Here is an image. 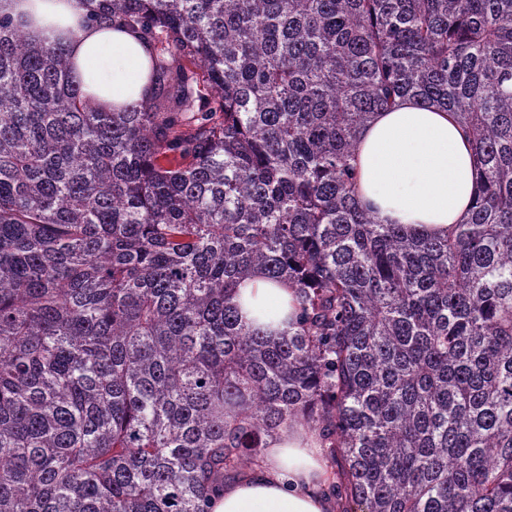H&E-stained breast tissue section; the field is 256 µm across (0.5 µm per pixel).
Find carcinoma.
<instances>
[{"label": "carcinoma", "instance_id": "1", "mask_svg": "<svg viewBox=\"0 0 512 512\" xmlns=\"http://www.w3.org/2000/svg\"><path fill=\"white\" fill-rule=\"evenodd\" d=\"M86 2L151 47L117 112L0 14V512H209L295 424L333 512H512V0ZM406 96L472 141L441 238L356 194ZM238 300L242 315L248 320L271 322L269 330L281 332L288 323L293 308V291L285 285L269 282L257 274L240 288Z\"/></svg>", "mask_w": 512, "mask_h": 512}]
</instances>
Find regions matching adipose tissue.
<instances>
[{"mask_svg": "<svg viewBox=\"0 0 512 512\" xmlns=\"http://www.w3.org/2000/svg\"><path fill=\"white\" fill-rule=\"evenodd\" d=\"M0 13L25 19L36 40L64 43L83 91L104 107L143 98L151 89L150 50L134 34L85 25V0H0ZM357 196L382 224H400L442 237L466 222L475 183L468 137L453 116L412 97L375 113L356 150ZM246 319L281 332L293 312V291L263 275L239 291ZM328 473L302 427L269 440L264 462L212 499L210 512H326L321 494Z\"/></svg>", "mask_w": 512, "mask_h": 512, "instance_id": "1", "label": "adipose tissue"}]
</instances>
